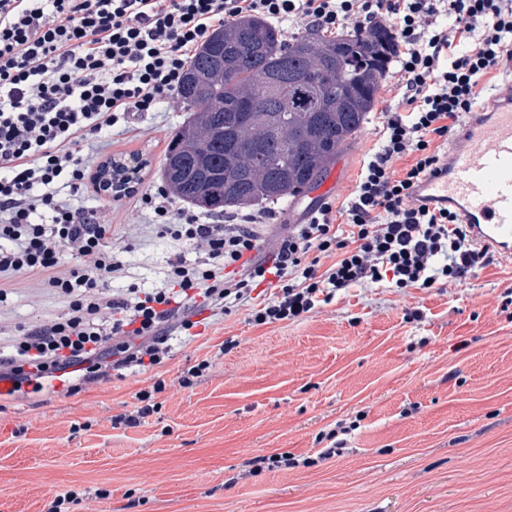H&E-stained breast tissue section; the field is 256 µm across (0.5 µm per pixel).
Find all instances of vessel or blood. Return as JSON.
I'll return each mask as SVG.
<instances>
[{"mask_svg": "<svg viewBox=\"0 0 512 512\" xmlns=\"http://www.w3.org/2000/svg\"><path fill=\"white\" fill-rule=\"evenodd\" d=\"M414 202L453 208L470 241L512 263V94L467 114L438 172L419 183Z\"/></svg>", "mask_w": 512, "mask_h": 512, "instance_id": "vessel-or-blood-1", "label": "vessel or blood"}]
</instances>
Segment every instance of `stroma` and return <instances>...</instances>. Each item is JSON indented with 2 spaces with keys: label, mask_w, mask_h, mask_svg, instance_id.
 I'll list each match as a JSON object with an SVG mask.
<instances>
[{
  "label": "stroma",
  "mask_w": 512,
  "mask_h": 512,
  "mask_svg": "<svg viewBox=\"0 0 512 512\" xmlns=\"http://www.w3.org/2000/svg\"><path fill=\"white\" fill-rule=\"evenodd\" d=\"M384 104L337 155L330 197L352 191ZM187 117L174 96L133 117L136 135L101 133L86 180L109 159L137 157V190L161 185L167 144ZM77 202L106 214L108 244L123 251L126 275L111 290L162 286L170 259L202 255L111 193L92 187ZM318 203L310 191L273 205L258 227L260 258ZM7 285L0 348L66 311L34 277ZM169 344L154 369L0 395V512H44L70 489L84 495L70 512H512V264L441 288H348L266 325L242 306ZM205 359L209 368L181 386ZM159 379L157 412L116 424ZM333 429L343 448L320 459ZM282 452L297 466L250 473L251 458Z\"/></svg>",
  "instance_id": "stroma-1"
}]
</instances>
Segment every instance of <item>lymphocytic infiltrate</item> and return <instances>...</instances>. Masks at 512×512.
Returning <instances> with one entry per match:
<instances>
[{
    "label": "lymphocytic infiltrate",
    "instance_id": "1",
    "mask_svg": "<svg viewBox=\"0 0 512 512\" xmlns=\"http://www.w3.org/2000/svg\"><path fill=\"white\" fill-rule=\"evenodd\" d=\"M247 14L329 35L391 30L394 69L382 85L393 97L354 189L290 225L267 263L251 256L254 214L213 224L168 190L144 192L134 205L158 233L203 255L169 261L163 287L105 293L124 262L106 244L111 223L72 201L85 188V147L175 95L193 53ZM489 76L512 83V0H0V301L18 273L67 301L64 316L13 339L0 381L16 392L154 368L169 324L191 329L202 305L231 313L270 277L258 324L298 318L345 288L423 289L490 265L456 213L412 200L442 162L439 139L480 105Z\"/></svg>",
    "mask_w": 512,
    "mask_h": 512
}]
</instances>
